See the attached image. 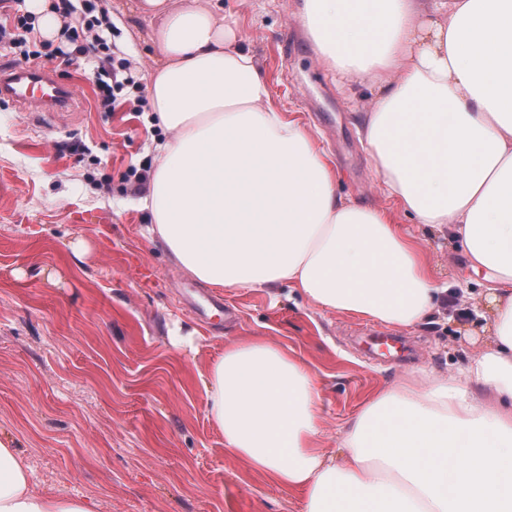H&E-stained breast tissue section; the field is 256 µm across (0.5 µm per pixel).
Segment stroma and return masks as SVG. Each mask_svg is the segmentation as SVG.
<instances>
[{
  "label": "stroma",
  "mask_w": 512,
  "mask_h": 512,
  "mask_svg": "<svg viewBox=\"0 0 512 512\" xmlns=\"http://www.w3.org/2000/svg\"><path fill=\"white\" fill-rule=\"evenodd\" d=\"M260 58L273 101L305 122L336 167L337 192L393 209L360 140L349 94L302 37L295 0H220ZM111 6L112 46L148 84L155 20ZM76 113L0 103V438L14 440L31 482L94 512H302L298 493L244 474L208 420L201 379L226 346L262 336L292 349L321 381L323 448L375 390L456 373L485 345L488 283L447 234L412 222L438 282L457 284L432 323L399 330L409 358H375L358 339L375 323L311 306L288 286L203 285L149 239L138 198L168 131L122 99L97 111L93 65L59 64Z\"/></svg>",
  "instance_id": "obj_1"
}]
</instances>
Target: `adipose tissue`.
I'll use <instances>...</instances> for the list:
<instances>
[{"label": "adipose tissue", "instance_id": "obj_1", "mask_svg": "<svg viewBox=\"0 0 512 512\" xmlns=\"http://www.w3.org/2000/svg\"><path fill=\"white\" fill-rule=\"evenodd\" d=\"M158 20L148 85L157 147L140 206L151 240L211 288L288 285L314 307L389 328L428 322L448 286L398 223L447 229L486 270L490 341L459 374L406 377L321 448L318 377L253 336L203 382L224 447L303 512H512V0H297L325 65L376 96L359 113L396 213L336 192L307 127L271 97L235 21L211 0H134ZM0 440V512H94L31 486Z\"/></svg>", "mask_w": 512, "mask_h": 512}]
</instances>
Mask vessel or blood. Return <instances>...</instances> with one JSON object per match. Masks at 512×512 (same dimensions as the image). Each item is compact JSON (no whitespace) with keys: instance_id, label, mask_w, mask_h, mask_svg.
<instances>
[{"instance_id":"b4317fda","label":"vessel or blood","mask_w":512,"mask_h":512,"mask_svg":"<svg viewBox=\"0 0 512 512\" xmlns=\"http://www.w3.org/2000/svg\"><path fill=\"white\" fill-rule=\"evenodd\" d=\"M0 99L18 107L35 101L52 116L76 107L72 86L61 82L53 68L38 61L0 63Z\"/></svg>"}]
</instances>
